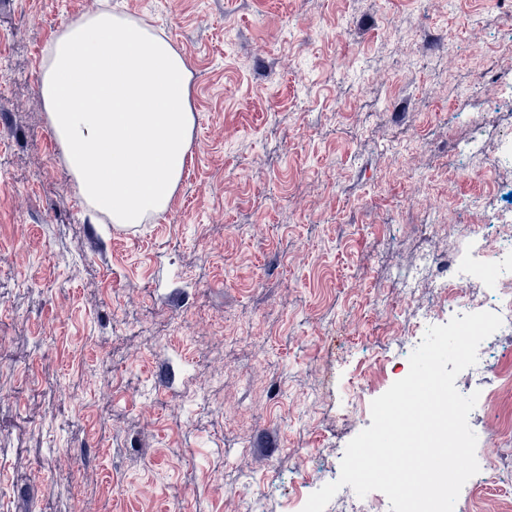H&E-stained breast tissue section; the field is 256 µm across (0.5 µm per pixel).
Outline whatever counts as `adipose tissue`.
<instances>
[{
    "label": "adipose tissue",
    "instance_id": "1",
    "mask_svg": "<svg viewBox=\"0 0 512 512\" xmlns=\"http://www.w3.org/2000/svg\"><path fill=\"white\" fill-rule=\"evenodd\" d=\"M190 76L168 39L103 11L48 50L49 118L83 199L116 224L165 210L194 125Z\"/></svg>",
    "mask_w": 512,
    "mask_h": 512
}]
</instances>
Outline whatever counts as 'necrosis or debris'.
<instances>
[{"mask_svg": "<svg viewBox=\"0 0 512 512\" xmlns=\"http://www.w3.org/2000/svg\"><path fill=\"white\" fill-rule=\"evenodd\" d=\"M492 271L491 292L477 299L467 293L470 283L485 271ZM430 277L436 292L452 316L492 311L502 325L478 349L477 369L494 373L504 385H512V373L504 372L495 358L496 346L512 343V208L484 215L481 223L462 225L458 244L447 254L422 255L418 264L397 279L404 300H411L420 278ZM512 435V417L497 415L488 424L477 448L484 461L480 471L463 486L454 512H469L477 490L490 486L497 463L502 458L504 439Z\"/></svg>", "mask_w": 512, "mask_h": 512, "instance_id": "4bbe7bcc", "label": "necrosis or debris"}]
</instances>
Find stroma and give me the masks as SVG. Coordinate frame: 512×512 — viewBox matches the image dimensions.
<instances>
[{"label":"stroma","instance_id":"stroma-1","mask_svg":"<svg viewBox=\"0 0 512 512\" xmlns=\"http://www.w3.org/2000/svg\"><path fill=\"white\" fill-rule=\"evenodd\" d=\"M107 8L191 75L184 174L141 224L78 195L42 95ZM511 84L512 0H0V512H301L409 371L386 338L434 290L404 305L399 272L480 221L455 197L504 201L512 168L449 147L494 158Z\"/></svg>","mask_w":512,"mask_h":512}]
</instances>
